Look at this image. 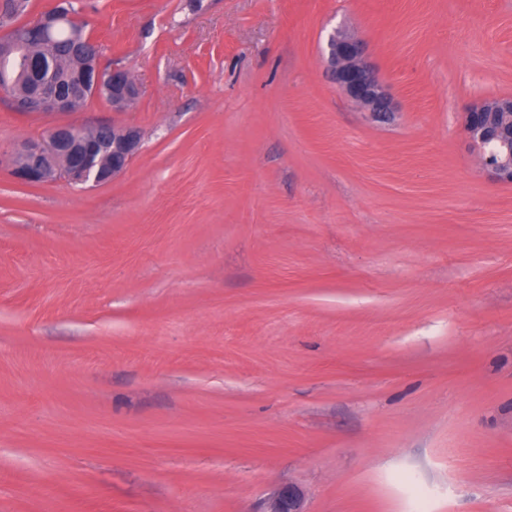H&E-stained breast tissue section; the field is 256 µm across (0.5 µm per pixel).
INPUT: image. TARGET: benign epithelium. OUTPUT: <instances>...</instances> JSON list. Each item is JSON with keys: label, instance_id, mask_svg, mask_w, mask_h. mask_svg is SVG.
Segmentation results:
<instances>
[{"label": "benign epithelium", "instance_id": "benign-epithelium-1", "mask_svg": "<svg viewBox=\"0 0 512 512\" xmlns=\"http://www.w3.org/2000/svg\"><path fill=\"white\" fill-rule=\"evenodd\" d=\"M66 19L62 10H51L28 27L26 36L0 43V86L13 88L22 83L36 65L49 75L35 92L25 96L24 108L70 112L83 98L103 94L113 111H126L139 97L138 85L123 68H100L97 41L80 29L72 32L67 49L73 62V68L63 74L68 87L55 84L56 56L48 36ZM323 59L336 89L348 100L379 120L388 119L395 111L393 98L367 60L360 39L333 32ZM463 131L482 173L495 182L512 184V97H489L474 103L464 113ZM140 144L141 134L132 126L80 128L59 123L45 135L22 142L10 164L21 183H103L127 168ZM304 500L300 488L282 486L266 499L263 512H306Z\"/></svg>", "mask_w": 512, "mask_h": 512}]
</instances>
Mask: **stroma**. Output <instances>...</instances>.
<instances>
[{
    "mask_svg": "<svg viewBox=\"0 0 512 512\" xmlns=\"http://www.w3.org/2000/svg\"><path fill=\"white\" fill-rule=\"evenodd\" d=\"M139 99L0 92V512H512V0H74ZM362 38L373 119L321 47ZM136 127L105 183L24 184L54 124ZM463 131L482 173L492 181L512 184V97L474 103L464 113ZM304 500V493L299 487L282 486L269 495L262 512H306Z\"/></svg>",
    "mask_w": 512,
    "mask_h": 512,
    "instance_id": "35a3bbf8",
    "label": "stroma"
}]
</instances>
